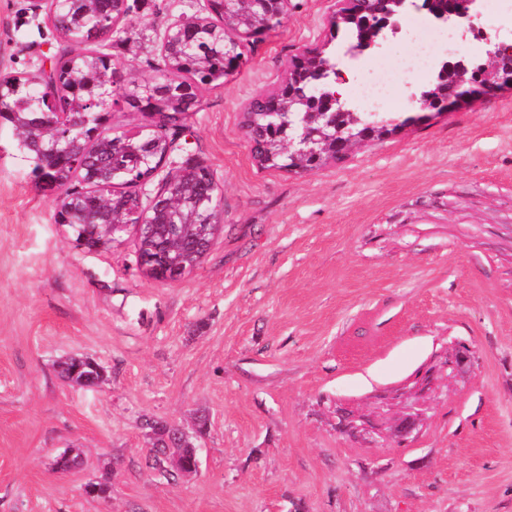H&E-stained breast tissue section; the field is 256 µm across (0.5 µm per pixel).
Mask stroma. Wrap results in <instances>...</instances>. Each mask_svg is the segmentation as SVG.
<instances>
[{"label":"stroma","instance_id":"obj_1","mask_svg":"<svg viewBox=\"0 0 512 512\" xmlns=\"http://www.w3.org/2000/svg\"><path fill=\"white\" fill-rule=\"evenodd\" d=\"M206 4L135 0L103 50L150 78ZM336 8L290 0L188 114L165 169H209L223 230L181 281L146 276L130 230L78 247L0 126V512H512V91L315 171L260 168L252 98L324 42L360 59L329 38ZM47 13L0 0V74L64 53ZM70 357L106 381L70 386ZM199 413V473L147 467L146 421Z\"/></svg>","mask_w":512,"mask_h":512}]
</instances>
